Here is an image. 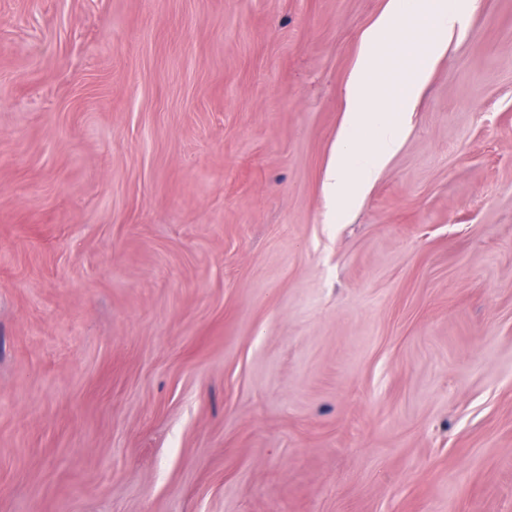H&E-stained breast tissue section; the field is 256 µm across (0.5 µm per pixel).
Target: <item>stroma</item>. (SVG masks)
<instances>
[{
  "mask_svg": "<svg viewBox=\"0 0 512 512\" xmlns=\"http://www.w3.org/2000/svg\"><path fill=\"white\" fill-rule=\"evenodd\" d=\"M387 0H0V512H512V0L348 223Z\"/></svg>",
  "mask_w": 512,
  "mask_h": 512,
  "instance_id": "35a3bbf8",
  "label": "stroma"
}]
</instances>
